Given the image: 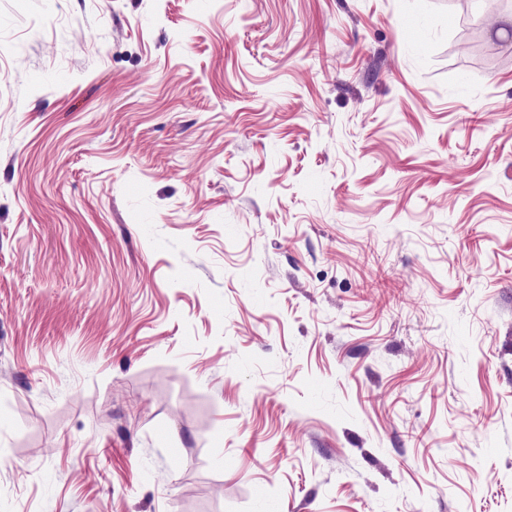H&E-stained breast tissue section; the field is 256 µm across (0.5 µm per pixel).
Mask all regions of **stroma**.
I'll return each instance as SVG.
<instances>
[{
	"instance_id": "1",
	"label": "stroma",
	"mask_w": 512,
	"mask_h": 512,
	"mask_svg": "<svg viewBox=\"0 0 512 512\" xmlns=\"http://www.w3.org/2000/svg\"><path fill=\"white\" fill-rule=\"evenodd\" d=\"M512 512V9L0 0V512Z\"/></svg>"
}]
</instances>
